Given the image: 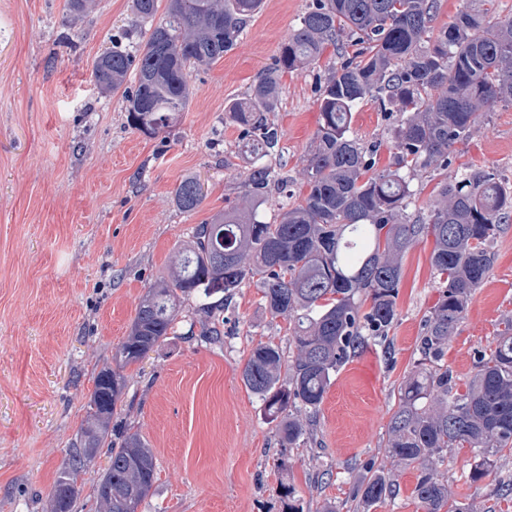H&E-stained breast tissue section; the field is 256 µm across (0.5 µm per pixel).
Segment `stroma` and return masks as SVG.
Segmentation results:
<instances>
[{
    "label": "stroma",
    "mask_w": 512,
    "mask_h": 512,
    "mask_svg": "<svg viewBox=\"0 0 512 512\" xmlns=\"http://www.w3.org/2000/svg\"><path fill=\"white\" fill-rule=\"evenodd\" d=\"M310 0H264L233 49L192 70L193 93L175 127L148 137L127 122L122 91L105 92L91 72L97 56L132 18V0H94L83 15L67 0H0V512H44L68 448L86 418L84 404L102 362L127 334L139 297L165 271L192 227L243 204L242 131L224 112L271 67ZM331 62L283 79L269 121L282 133L288 184L262 205L275 221L304 193L301 171L320 122L318 87ZM392 122L373 101L360 103L351 131L389 142ZM490 171L512 183V104H490L448 168L417 172V210L443 182ZM199 176L200 208L181 212L179 182ZM424 238L402 260L397 316L386 340L369 342L336 374L314 437L283 446L241 370L253 345L287 346L289 323L272 317L254 284L224 307V340L177 333L127 370L110 441L140 432L156 459V480L140 512H282L280 483L303 512H358V483L386 465L391 416L403 383L419 369L420 338L442 293ZM494 265L471 297L443 362L459 381L512 320V225L498 238ZM330 469L317 478L316 464ZM474 455L449 449L438 464L451 502L477 512H512L493 494L512 479V450L481 482Z\"/></svg>",
    "instance_id": "35a3bbf8"
}]
</instances>
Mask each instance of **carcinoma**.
Wrapping results in <instances>:
<instances>
[{"label":"carcinoma","mask_w":512,"mask_h":512,"mask_svg":"<svg viewBox=\"0 0 512 512\" xmlns=\"http://www.w3.org/2000/svg\"><path fill=\"white\" fill-rule=\"evenodd\" d=\"M438 0H313L245 98L225 106L244 127L246 205L197 224L169 254L165 272L139 298L127 336L102 365L86 403L76 443L58 470L46 512H73L78 480L111 431L127 388L125 371L171 333L184 303L194 307L186 336L217 344L224 337V302L245 283L261 292L274 317L289 320L285 356L259 342L242 371L244 386L278 423L288 447L313 437L333 378L357 350L383 339L396 319L402 258L425 235L434 238L432 268L445 290L421 337L427 364L400 389L388 428L386 457L417 465L412 491L424 512H443L448 486L436 462L450 448H469L479 482L512 449V322L494 344L477 353L465 391L441 364L466 303L484 283L494 246L512 220V185L487 172L466 173L442 184L426 212H408L411 174L435 163L448 165L451 149L466 141L477 115L497 100L512 101V17L486 20L467 7L436 31ZM263 0H132L130 27L151 26L137 45L112 41L93 66L104 91L128 78V123L152 137L180 121L191 96L194 64L224 58ZM341 50L320 86V124L306 159V193L283 209L274 224L258 220L271 184L286 182L276 170L283 134L268 121L285 74L316 64L325 49ZM353 51H348V48ZM369 99L396 114L391 166L376 169L382 143L350 135L354 108ZM204 199L199 180L188 176L174 191L186 213ZM370 302L362 311V300ZM156 460L148 441L127 432L109 453L96 489L98 512H135L154 484ZM361 512L393 499V471L381 468L358 487ZM284 512H303L293 489H278Z\"/></svg>","instance_id":"cac0c4a2"}]
</instances>
